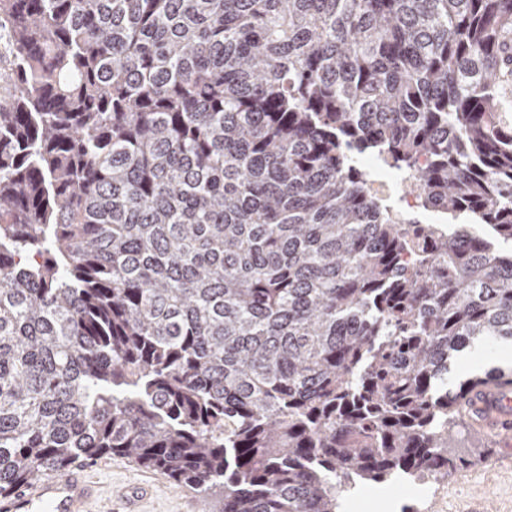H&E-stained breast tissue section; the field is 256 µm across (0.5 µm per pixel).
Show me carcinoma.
I'll use <instances>...</instances> for the list:
<instances>
[{
  "label": "carcinoma",
  "instance_id": "1",
  "mask_svg": "<svg viewBox=\"0 0 512 512\" xmlns=\"http://www.w3.org/2000/svg\"><path fill=\"white\" fill-rule=\"evenodd\" d=\"M0 495L123 456L217 512L434 480L512 342V0H0ZM376 158L438 224L390 223ZM488 233L479 234L471 225Z\"/></svg>",
  "mask_w": 512,
  "mask_h": 512
}]
</instances>
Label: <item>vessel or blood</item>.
Here are the masks:
<instances>
[{"mask_svg":"<svg viewBox=\"0 0 512 512\" xmlns=\"http://www.w3.org/2000/svg\"><path fill=\"white\" fill-rule=\"evenodd\" d=\"M466 415L491 436L512 438V382L479 384L465 403ZM95 482L83 469L47 476L0 498V512H90Z\"/></svg>","mask_w":512,"mask_h":512,"instance_id":"obj_1","label":"vessel or blood"}]
</instances>
